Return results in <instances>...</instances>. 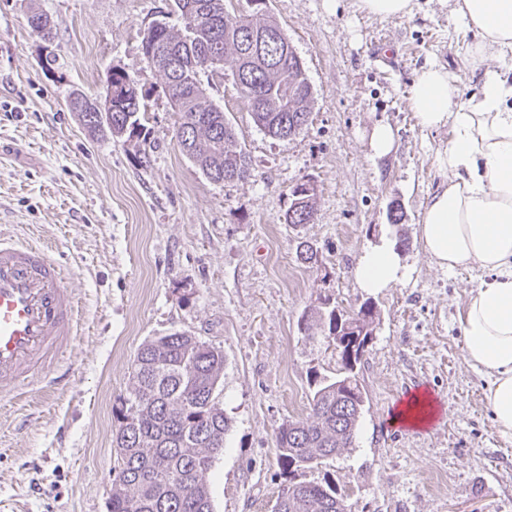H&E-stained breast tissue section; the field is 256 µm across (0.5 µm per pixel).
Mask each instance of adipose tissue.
<instances>
[{"instance_id":"adipose-tissue-1","label":"adipose tissue","mask_w":512,"mask_h":512,"mask_svg":"<svg viewBox=\"0 0 512 512\" xmlns=\"http://www.w3.org/2000/svg\"><path fill=\"white\" fill-rule=\"evenodd\" d=\"M453 12L480 37L475 57L512 51V0H454ZM411 100L421 127L450 134L437 155L447 184L423 211L420 241L440 267L493 275L471 292L459 323L467 362L490 379L486 400L494 421L512 434V79L484 70L478 94L465 99L457 74L433 65L418 74ZM407 274L400 253L386 243L368 249L356 269L369 292Z\"/></svg>"}]
</instances>
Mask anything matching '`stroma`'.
Returning <instances> with one entry per match:
<instances>
[{"instance_id": "1", "label": "stroma", "mask_w": 512, "mask_h": 512, "mask_svg": "<svg viewBox=\"0 0 512 512\" xmlns=\"http://www.w3.org/2000/svg\"><path fill=\"white\" fill-rule=\"evenodd\" d=\"M170 10L171 0H0V232L66 265L79 305L61 382L0 392V512H108L112 407L141 344L174 332L224 354L216 396L231 427L206 474L213 512H271L282 482L275 432L307 417L316 384L336 371L333 348L302 321L328 300L348 310L369 300L379 313L359 369L368 403L351 450L298 480H335L348 512H512V435L493 420L489 379L467 363L459 325L488 274L442 268L422 247L449 134L422 128L409 99L433 64L455 71L470 97L500 57L474 59L478 37L452 19L448 0H412L396 19L370 16L360 0H229L230 17L261 12L281 27L312 97L307 125L274 139L229 67L204 74L252 164L249 179L215 183L180 151L165 79L142 50L154 23L179 26ZM34 12L50 17L52 48L28 26ZM113 68L146 94L132 139L90 136L67 105L74 92L102 93ZM378 124L395 135L384 157L368 146ZM303 181L316 215L294 228L283 214ZM401 236L407 279L365 292L360 258ZM302 239L331 271L329 285L298 259ZM421 389L440 418L423 429L392 424L399 401Z\"/></svg>"}]
</instances>
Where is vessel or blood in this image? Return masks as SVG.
<instances>
[{
	"mask_svg": "<svg viewBox=\"0 0 512 512\" xmlns=\"http://www.w3.org/2000/svg\"><path fill=\"white\" fill-rule=\"evenodd\" d=\"M76 311L45 250L0 236V384L39 389L74 342Z\"/></svg>",
	"mask_w": 512,
	"mask_h": 512,
	"instance_id": "obj_1",
	"label": "vessel or blood"
}]
</instances>
